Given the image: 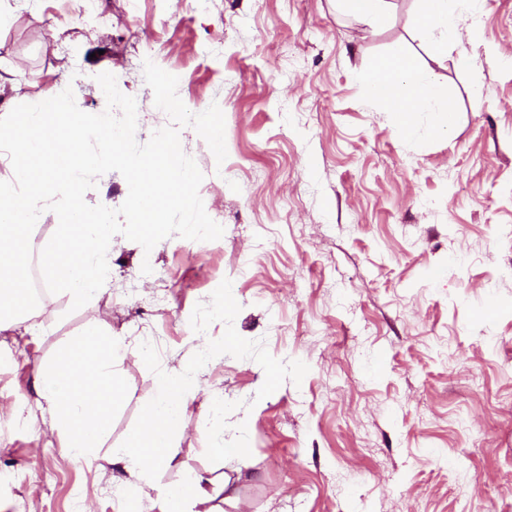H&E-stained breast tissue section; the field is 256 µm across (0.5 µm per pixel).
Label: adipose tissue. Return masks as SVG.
Here are the masks:
<instances>
[{"mask_svg": "<svg viewBox=\"0 0 512 512\" xmlns=\"http://www.w3.org/2000/svg\"><path fill=\"white\" fill-rule=\"evenodd\" d=\"M449 0H421L417 17L420 39L436 57L448 53V44L460 41ZM337 10L359 23L377 29L390 19L392 0H336ZM368 96L386 109L399 113L410 124L419 112L448 109V88L434 72L418 63L403 47H393L365 75ZM123 349L121 340L89 328L56 360L37 369V394L51 414L50 431L67 437L74 460L88 459L107 433L108 410L120 396L122 386L112 365ZM194 390L190 374L173 379L160 375L157 394L141 414L138 428L126 442L103 458L148 485H155L161 512H184L186 502H205L212 480L206 474L190 475L177 486L156 484L157 468L177 467L175 434L183 432L185 415Z\"/></svg>", "mask_w": 512, "mask_h": 512, "instance_id": "1", "label": "adipose tissue"}]
</instances>
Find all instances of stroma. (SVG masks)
Returning a JSON list of instances; mask_svg holds the SVG:
<instances>
[{"instance_id": "1", "label": "stroma", "mask_w": 512, "mask_h": 512, "mask_svg": "<svg viewBox=\"0 0 512 512\" xmlns=\"http://www.w3.org/2000/svg\"><path fill=\"white\" fill-rule=\"evenodd\" d=\"M370 29L336 0H0V118L72 89L107 107L111 73L137 103L138 143L170 125L144 79L178 77L194 113L218 104L227 158L180 141L223 235L151 252L115 235L106 289L51 294L37 333L0 331V512H120L136 479L121 445L158 372L192 369L178 467L234 502L209 512H512V0L458 7L435 61L418 0ZM403 45L448 86L452 113L409 130L364 89ZM151 273H143V263ZM127 348L123 394L91 462L45 432L42 361L89 323ZM223 351L203 365L201 351Z\"/></svg>"}]
</instances>
